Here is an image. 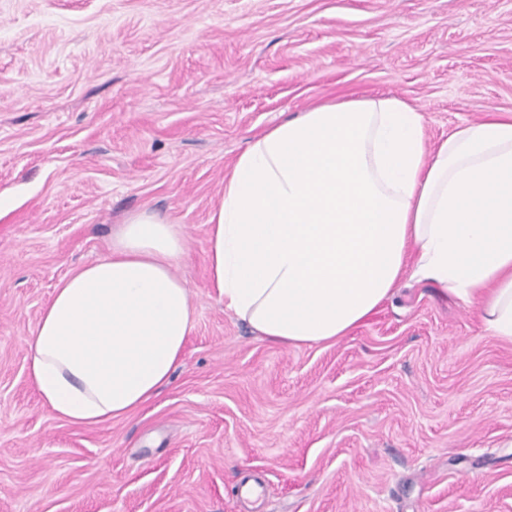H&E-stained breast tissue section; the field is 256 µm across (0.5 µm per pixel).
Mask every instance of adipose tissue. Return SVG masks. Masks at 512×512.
Listing matches in <instances>:
<instances>
[{
  "label": "adipose tissue",
  "instance_id": "obj_1",
  "mask_svg": "<svg viewBox=\"0 0 512 512\" xmlns=\"http://www.w3.org/2000/svg\"><path fill=\"white\" fill-rule=\"evenodd\" d=\"M206 235L210 287L272 342L336 341L407 275L475 306L487 335L512 344V118L459 124L431 146L403 99L319 104L235 158ZM188 254L180 225L139 212L55 288L26 350L58 418L125 417L170 382L196 320L175 273Z\"/></svg>",
  "mask_w": 512,
  "mask_h": 512
}]
</instances>
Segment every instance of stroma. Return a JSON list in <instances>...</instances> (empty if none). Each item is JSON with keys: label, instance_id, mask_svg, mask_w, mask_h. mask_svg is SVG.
<instances>
[{"label": "stroma", "instance_id": "35a3bbf8", "mask_svg": "<svg viewBox=\"0 0 512 512\" xmlns=\"http://www.w3.org/2000/svg\"><path fill=\"white\" fill-rule=\"evenodd\" d=\"M360 96L419 108L432 143L512 114V0H0V512H512V346L472 306L406 277L286 347L208 286L237 155ZM143 209L186 232L195 329L149 404L69 424L25 340Z\"/></svg>", "mask_w": 512, "mask_h": 512}]
</instances>
